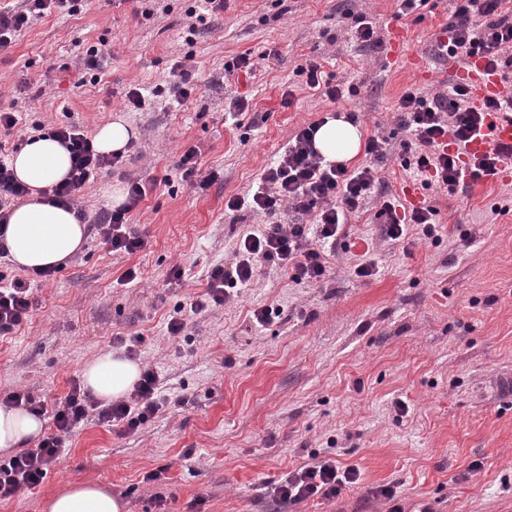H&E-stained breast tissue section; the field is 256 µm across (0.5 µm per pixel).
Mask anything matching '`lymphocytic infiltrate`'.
Here are the masks:
<instances>
[{
  "mask_svg": "<svg viewBox=\"0 0 512 512\" xmlns=\"http://www.w3.org/2000/svg\"><path fill=\"white\" fill-rule=\"evenodd\" d=\"M503 3L504 0H454L448 21V57L465 61L479 54L487 66L498 72L512 70V11L504 10ZM81 5L82 0H22L20 6L0 8V50L9 47L13 36L34 18L57 9L76 13ZM499 108V102L494 100L474 106L467 84L460 80L431 95L412 91L402 95L397 121L416 139L414 165L425 186L435 185L453 193L467 182L494 175L497 164L512 161V145L502 146L495 154L467 168L462 166L459 156L441 148V140L447 135L460 144L472 140L486 115ZM317 129V123L313 122L296 130L251 196L233 197L227 202L228 209L233 211L247 208L273 215L285 206L299 215L313 212L317 215L316 222L289 226L266 224L244 235L234 262L212 268L205 293L190 304L191 313L223 305L234 292L247 286L260 259L290 269L292 280H323L326 260L312 243L335 241L348 214L363 206L378 181L376 164L386 155L387 141L369 137L365 153L371 159L370 165L351 171L341 164L325 163L314 148ZM53 134L68 150L71 169L63 182L52 187L51 199L73 210L77 218H84L78 193L98 170L123 166L124 156L97 152L92 139L74 125L57 127ZM146 191L141 179H128L125 202L104 213L98 230L112 253L132 254L145 247L144 238L128 231L127 223L129 213L138 207ZM379 213L386 219L390 239L404 238L412 224L420 226L426 238L435 235L434 206L424 204L401 210L386 201ZM33 303L30 280L15 277L7 285H1L0 335L11 333L25 322ZM162 405L158 375L150 368L142 372L126 398L109 404L96 401L80 384H71L66 395L50 410L56 434L41 439L36 447L0 459V501L36 488L50 466L60 460L65 448L64 434L70 433L89 413H96L103 423H124L127 430L134 432L151 422ZM359 478L356 467L342 468L335 460L317 457L280 478L272 492L283 503L298 504L315 496L330 500L338 498Z\"/></svg>",
  "mask_w": 512,
  "mask_h": 512,
  "instance_id": "obj_1",
  "label": "lymphocytic infiltrate"
}]
</instances>
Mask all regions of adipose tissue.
Wrapping results in <instances>:
<instances>
[{
  "label": "adipose tissue",
  "mask_w": 512,
  "mask_h": 512,
  "mask_svg": "<svg viewBox=\"0 0 512 512\" xmlns=\"http://www.w3.org/2000/svg\"><path fill=\"white\" fill-rule=\"evenodd\" d=\"M314 146L328 163H341L357 155L359 128L349 121L326 118L314 136ZM17 179L31 193L12 208L5 245L14 265L23 271L58 266L80 251L86 227L74 213L49 204L44 190L62 181L70 169L68 151L50 135L28 141L9 161ZM140 376L138 363L110 353L96 356L82 370V382L98 399L109 402L130 391ZM44 422L21 408L0 406V451L23 447L39 437ZM125 505L111 490L92 482L69 485L48 498L45 512H124Z\"/></svg>",
  "instance_id": "1"
}]
</instances>
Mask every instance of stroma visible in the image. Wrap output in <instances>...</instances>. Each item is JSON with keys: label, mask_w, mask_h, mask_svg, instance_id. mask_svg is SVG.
Listing matches in <instances>:
<instances>
[{"label": "stroma", "mask_w": 512, "mask_h": 512, "mask_svg": "<svg viewBox=\"0 0 512 512\" xmlns=\"http://www.w3.org/2000/svg\"><path fill=\"white\" fill-rule=\"evenodd\" d=\"M198 0H87L81 12L32 20L0 52V109L21 118L0 144L13 155L27 126L72 123L87 134L121 117L137 131L130 156L103 169L80 193L88 218L130 178L149 180L129 228L146 240L127 255L109 252L89 228L82 252L38 287L30 316L0 335V391L32 393L46 406L64 396L83 366L102 353L123 355L118 338L138 337L137 360L159 376L164 406L131 433L88 416L69 435L41 484L0 501V512H42L50 494L76 481L109 487L126 512H388L370 494L390 484L406 512H512V181H480L455 194H422L437 210V240L408 229L388 239L376 214L413 180L409 131L397 121L408 91L435 92L453 81L436 34L452 0H429L399 15L397 0H226L223 12L189 32ZM379 36L409 32L401 56L358 42L359 13ZM108 55L95 84L79 85L91 47ZM248 53L257 69L237 79L224 66ZM191 56L197 88L186 102L155 94L175 60ZM426 59L419 72L417 59ZM320 64L345 87L331 100L308 90L300 71ZM144 110H127L129 88ZM295 95L282 104L285 91ZM248 106L232 115L229 102ZM355 114L362 137L389 140L376 191L351 214L329 250L319 282L291 280L258 261L233 300L200 314L190 304L208 273L232 262L241 237L268 223L262 213L227 209L246 196L292 132L328 116ZM215 180L182 182L188 147ZM371 263L374 273L355 269ZM183 275L172 279V267ZM134 269L137 277L125 281ZM278 309L258 324L255 310ZM182 317L181 335L167 332ZM406 415H397L396 402ZM331 457L360 472L334 500L274 501L269 482Z\"/></svg>", "instance_id": "1"}]
</instances>
